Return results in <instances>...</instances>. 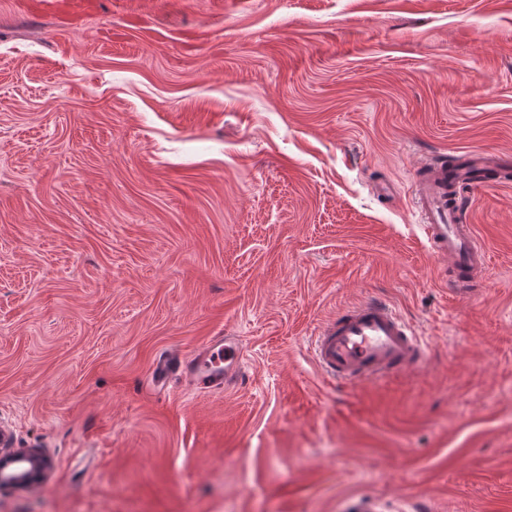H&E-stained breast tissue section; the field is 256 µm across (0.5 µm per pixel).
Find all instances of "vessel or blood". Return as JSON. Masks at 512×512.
Listing matches in <instances>:
<instances>
[{
    "label": "vessel or blood",
    "mask_w": 512,
    "mask_h": 512,
    "mask_svg": "<svg viewBox=\"0 0 512 512\" xmlns=\"http://www.w3.org/2000/svg\"><path fill=\"white\" fill-rule=\"evenodd\" d=\"M498 163L496 151L476 148L456 172L433 164L415 176L421 228L433 255L448 263V285L453 293L476 294L490 260L472 226L465 222L463 189L473 186V171L492 169ZM311 346L320 374L333 383L378 380L423 367L429 357L424 338L391 305L374 298L338 310L322 324ZM151 376L160 388L178 380L208 390L242 385L246 373L240 340L212 337L190 359L173 353L162 355Z\"/></svg>",
    "instance_id": "1"
}]
</instances>
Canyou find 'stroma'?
<instances>
[{
	"label": "stroma",
	"mask_w": 512,
	"mask_h": 512,
	"mask_svg": "<svg viewBox=\"0 0 512 512\" xmlns=\"http://www.w3.org/2000/svg\"><path fill=\"white\" fill-rule=\"evenodd\" d=\"M512 157V0H0V512H512V178L448 291L414 175ZM381 297L425 367L327 384ZM241 340L247 381L156 390ZM224 351V366L213 367L211 358ZM240 340L236 336H213L191 359L170 353L154 363L151 376L160 388L177 380L192 381L202 389L227 391L242 385L246 373ZM47 466L48 460L38 451L0 457V486L27 483Z\"/></svg>",
	"instance_id": "obj_1"
}]
</instances>
